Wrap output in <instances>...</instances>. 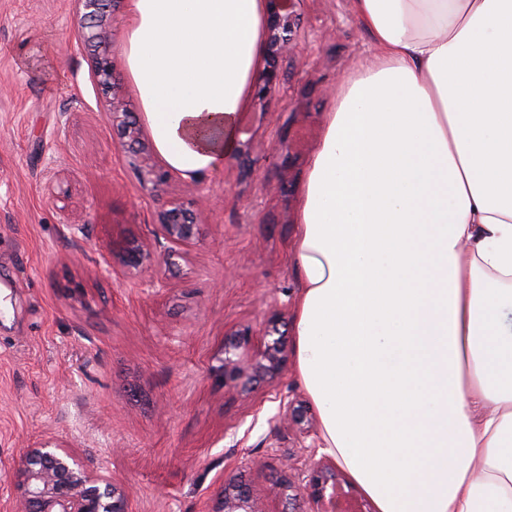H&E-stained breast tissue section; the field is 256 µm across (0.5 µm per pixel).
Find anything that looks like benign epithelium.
<instances>
[{
  "label": "benign epithelium",
  "mask_w": 512,
  "mask_h": 512,
  "mask_svg": "<svg viewBox=\"0 0 512 512\" xmlns=\"http://www.w3.org/2000/svg\"><path fill=\"white\" fill-rule=\"evenodd\" d=\"M84 19L87 20L84 40L88 43L102 41V26L106 8L117 0H78ZM267 49L270 61L288 51L293 7L291 0H267ZM95 78L105 92L113 91L112 62L106 53L98 55ZM112 124L120 130L127 152L139 157L149 153V145L137 119L128 112L124 99L114 94L109 101ZM201 218L186 209L179 201L171 200L158 214L156 236L175 245L189 244L199 235ZM118 256L127 268L140 269L148 259L141 245L130 242L119 252L109 251L103 257L107 267H112V256ZM250 330L234 334L224 345V358L213 370L222 383L235 384L243 379L250 382L277 377L286 360L281 341H274L255 354L248 366L237 355V350L251 342ZM280 420L292 423L305 434L312 427L309 407L303 402H289L283 406ZM7 475L16 481L20 490L18 512H129L130 488L119 484L111 476L94 473L88 469L80 454L57 440H40L22 449L11 459ZM345 477L330 461L319 460L306 465L285 481L284 488L295 491L288 498L287 512H299L295 507L297 494L305 493L316 504L317 512H371L349 499L342 490ZM214 512H261L259 503L249 485L240 477L224 480L219 507Z\"/></svg>",
  "instance_id": "obj_1"
}]
</instances>
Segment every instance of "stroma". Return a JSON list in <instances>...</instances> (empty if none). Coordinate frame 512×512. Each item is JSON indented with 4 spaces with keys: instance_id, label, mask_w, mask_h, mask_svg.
<instances>
[{
    "instance_id": "35a3bbf8",
    "label": "stroma",
    "mask_w": 512,
    "mask_h": 512,
    "mask_svg": "<svg viewBox=\"0 0 512 512\" xmlns=\"http://www.w3.org/2000/svg\"><path fill=\"white\" fill-rule=\"evenodd\" d=\"M127 21L121 0L96 49L77 0H0V462L54 439L132 484L131 512H211L238 472L263 512H282L279 481L318 442L277 419L282 403L307 399L295 370L244 389L211 368L247 327L294 346L298 186L338 83L371 39L350 0H295L277 92L239 119L247 153L197 180L169 173L157 192V155L124 152L109 96L91 80L105 51L116 92L138 112ZM172 199L205 216L186 251L155 233ZM125 240L154 265L106 271L102 252Z\"/></svg>"
}]
</instances>
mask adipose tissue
I'll use <instances>...</instances> for the list:
<instances>
[{
    "label": "adipose tissue",
    "instance_id": "1",
    "mask_svg": "<svg viewBox=\"0 0 512 512\" xmlns=\"http://www.w3.org/2000/svg\"><path fill=\"white\" fill-rule=\"evenodd\" d=\"M342 78L300 186L298 382L322 452L376 512H512V0H351ZM128 81L156 153L232 154L266 0H130Z\"/></svg>",
    "mask_w": 512,
    "mask_h": 512
}]
</instances>
